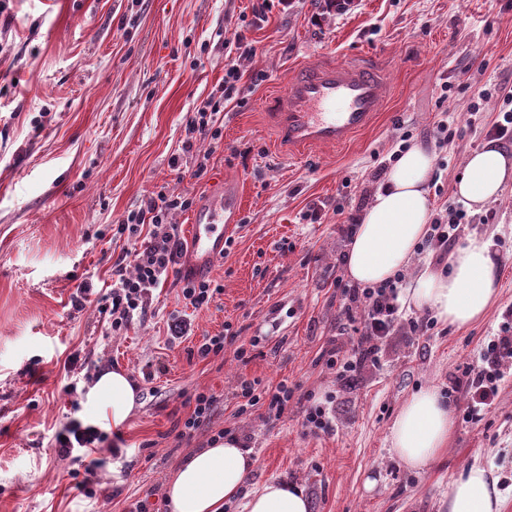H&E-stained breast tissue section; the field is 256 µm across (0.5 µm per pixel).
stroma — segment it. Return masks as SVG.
<instances>
[{
  "label": "stroma",
  "mask_w": 512,
  "mask_h": 512,
  "mask_svg": "<svg viewBox=\"0 0 512 512\" xmlns=\"http://www.w3.org/2000/svg\"><path fill=\"white\" fill-rule=\"evenodd\" d=\"M5 0L0 11V512H130L162 506L182 459L209 445L215 430L244 439L257 460L247 483L304 489L311 512H448L453 481L471 465L491 471L512 512V361L493 408L464 422L455 376L512 320V180L501 196L470 209L456 234L489 233L501 260L496 299L467 327L437 323L428 335L390 342L379 368L340 380L323 355L340 318L331 269L346 251L341 214L361 215L404 143L444 159L432 213L458 204L454 183L486 138L471 131L443 146L430 132L445 114L481 121L503 107L481 90L512 87V0ZM240 93L226 102L220 143L197 140L185 153L186 119L219 96L225 57L237 38ZM377 54L392 94L376 123L341 148L289 158L265 120L272 95L299 66ZM204 170H197L199 157ZM245 187L229 251L210 278L220 292L205 307L184 305L179 284L153 293L128 335H106L96 304L77 310L78 285L104 293L126 243L115 226L159 186L201 200L215 181ZM191 324L170 342L167 321ZM232 326L248 344L199 358L204 337ZM257 347H250L251 339ZM77 356L65 371L68 356ZM104 369L123 372L136 391L122 430L124 450L102 452L95 479L106 496L71 490L69 461L53 435L84 419L86 386ZM287 382L294 396L280 420L237 415L242 380ZM71 392H64V383ZM423 387L448 393L455 427L438 462L403 468L389 432L405 399ZM212 393V425L179 440L174 427L192 411L189 396ZM332 402L336 430L304 427L309 402ZM377 481L365 490L366 478Z\"/></svg>",
  "instance_id": "stroma-1"
}]
</instances>
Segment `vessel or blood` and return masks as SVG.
Returning a JSON list of instances; mask_svg holds the SVG:
<instances>
[{"instance_id": "vessel-or-blood-1", "label": "vessel or blood", "mask_w": 512, "mask_h": 512, "mask_svg": "<svg viewBox=\"0 0 512 512\" xmlns=\"http://www.w3.org/2000/svg\"><path fill=\"white\" fill-rule=\"evenodd\" d=\"M387 69L370 57H341L300 68L274 97L267 117L292 157L313 147H336L370 127L391 95ZM243 210L238 183L205 194L190 226L186 270L210 273L224 254V233Z\"/></svg>"}]
</instances>
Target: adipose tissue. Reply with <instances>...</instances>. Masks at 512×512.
Instances as JSON below:
<instances>
[{"label": "adipose tissue", "mask_w": 512, "mask_h": 512, "mask_svg": "<svg viewBox=\"0 0 512 512\" xmlns=\"http://www.w3.org/2000/svg\"><path fill=\"white\" fill-rule=\"evenodd\" d=\"M433 156L421 144L409 146L389 170L362 213L348 243L345 271L360 286H378L407 267L428 232L432 205L428 181ZM512 177V155L489 144L473 152L456 191L478 208L498 198ZM448 271L422 268L406 288L403 302L435 312L443 322L464 327L489 309L498 278L490 237L473 234L448 257ZM135 404V388L118 371L100 374L85 394L88 425L121 432ZM452 429L448 404L438 389L419 390L406 399L390 430L395 458L410 471L423 472L444 452ZM256 462L240 441L227 436L189 454L165 487L169 512H224L225 502L246 495L247 512H310L302 488L270 481L259 490L243 489ZM497 480L473 467L457 478L448 493V512H502Z\"/></svg>", "instance_id": "obj_1"}]
</instances>
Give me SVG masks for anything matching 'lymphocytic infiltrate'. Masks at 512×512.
Segmentation results:
<instances>
[{"mask_svg": "<svg viewBox=\"0 0 512 512\" xmlns=\"http://www.w3.org/2000/svg\"><path fill=\"white\" fill-rule=\"evenodd\" d=\"M242 77L235 58H228L220 99L205 102L186 123L185 150H192L199 136L221 141V104L237 93ZM191 204L188 196L163 187L152 192L143 206L129 212L118 224V233L126 235L130 246L113 265L111 289L102 297L100 312L106 334L128 331L135 318L144 316L150 309L153 290L180 265L187 246L179 225L173 224L170 216L176 210L188 209ZM404 288L405 283L399 277L377 287L343 288L341 311L345 320L331 336L326 351L327 363L336 368L339 377L347 378L366 368L379 367L382 352L399 332L420 337L430 330V322L407 318L399 300ZM509 359H512V327L506 325L481 349L476 362L462 371V383L468 395L463 410L465 421L476 420L480 412L492 408L503 377L502 366ZM240 396L238 414L264 407L278 419L287 410L292 393L283 381L264 386L256 380H244L240 383ZM106 440L99 429L83 426L76 420L70 421L55 436L61 457L72 464L70 476L74 490L89 498L97 495L92 487L95 470L101 464L96 452Z\"/></svg>", "mask_w": 512, "mask_h": 512, "instance_id": "obj_1", "label": "lymphocytic infiltrate"}]
</instances>
